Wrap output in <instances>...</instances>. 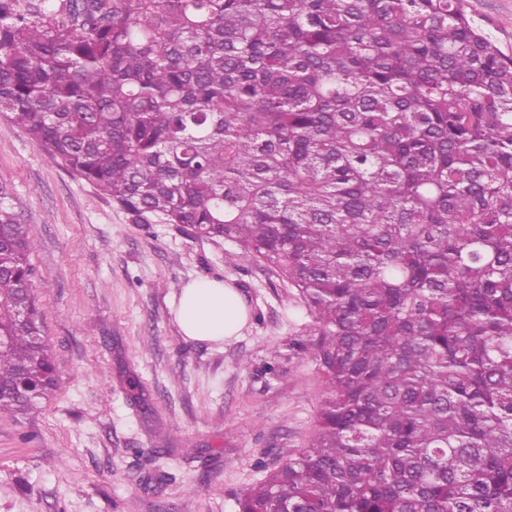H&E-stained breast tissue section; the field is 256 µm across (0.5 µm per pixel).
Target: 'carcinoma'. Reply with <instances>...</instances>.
<instances>
[{"label":"carcinoma","instance_id":"carcinoma-1","mask_svg":"<svg viewBox=\"0 0 512 512\" xmlns=\"http://www.w3.org/2000/svg\"><path fill=\"white\" fill-rule=\"evenodd\" d=\"M0 119L295 288L330 396L239 512H512V58L464 0H0ZM0 183V413L56 387Z\"/></svg>","mask_w":512,"mask_h":512}]
</instances>
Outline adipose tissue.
<instances>
[{"mask_svg":"<svg viewBox=\"0 0 512 512\" xmlns=\"http://www.w3.org/2000/svg\"><path fill=\"white\" fill-rule=\"evenodd\" d=\"M248 307L234 285L210 279L189 282L181 291L175 319L190 340L221 343L239 335Z\"/></svg>","mask_w":512,"mask_h":512,"instance_id":"1","label":"adipose tissue"}]
</instances>
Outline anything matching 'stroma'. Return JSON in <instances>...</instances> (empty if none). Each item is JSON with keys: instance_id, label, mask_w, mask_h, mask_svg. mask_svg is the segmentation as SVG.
Segmentation results:
<instances>
[{"instance_id": "35a3bbf8", "label": "stroma", "mask_w": 512, "mask_h": 512, "mask_svg": "<svg viewBox=\"0 0 512 512\" xmlns=\"http://www.w3.org/2000/svg\"><path fill=\"white\" fill-rule=\"evenodd\" d=\"M465 10L512 57V0ZM0 182L34 240L58 379L24 419L0 414V512H238L310 441L328 395L296 289L248 255L226 263L227 243L132 223L1 119ZM198 278L238 289L250 312L239 336H183L173 304Z\"/></svg>"}]
</instances>
